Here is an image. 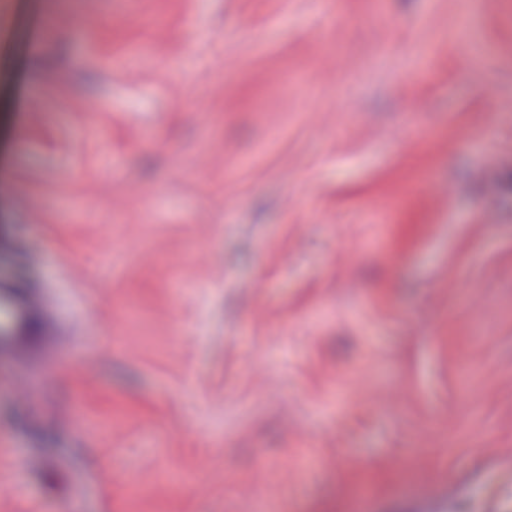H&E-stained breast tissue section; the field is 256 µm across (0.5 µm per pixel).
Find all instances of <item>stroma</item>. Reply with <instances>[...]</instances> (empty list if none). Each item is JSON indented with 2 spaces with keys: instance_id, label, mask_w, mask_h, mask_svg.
Instances as JSON below:
<instances>
[{
  "instance_id": "1",
  "label": "stroma",
  "mask_w": 512,
  "mask_h": 512,
  "mask_svg": "<svg viewBox=\"0 0 512 512\" xmlns=\"http://www.w3.org/2000/svg\"><path fill=\"white\" fill-rule=\"evenodd\" d=\"M0 512H512V0H5Z\"/></svg>"
}]
</instances>
